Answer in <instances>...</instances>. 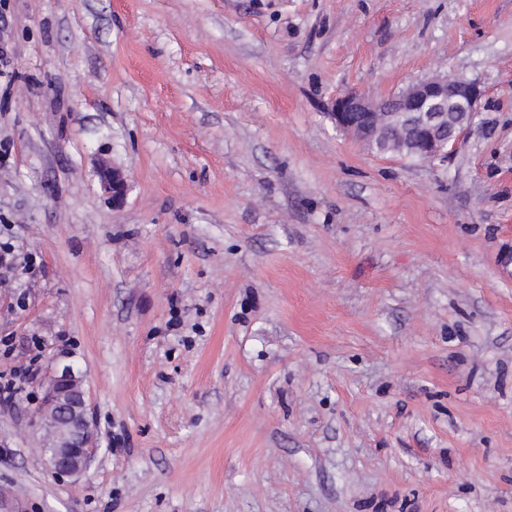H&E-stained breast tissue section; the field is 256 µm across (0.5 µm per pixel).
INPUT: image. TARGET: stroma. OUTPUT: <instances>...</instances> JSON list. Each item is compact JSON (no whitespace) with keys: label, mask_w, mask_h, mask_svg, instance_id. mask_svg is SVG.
I'll return each mask as SVG.
<instances>
[{"label":"stroma","mask_w":512,"mask_h":512,"mask_svg":"<svg viewBox=\"0 0 512 512\" xmlns=\"http://www.w3.org/2000/svg\"><path fill=\"white\" fill-rule=\"evenodd\" d=\"M434 74L482 90L445 161L330 115ZM4 246L21 512H512V0H0ZM99 179L101 188L112 199V203L120 204L128 190V184L122 172L114 167H105L100 170ZM46 386L38 413L42 441L48 419L58 420V429L53 444L44 445L50 447L43 452L44 464L56 477H78L90 466L98 450L90 399L82 379L69 364L56 367Z\"/></svg>","instance_id":"stroma-1"}]
</instances>
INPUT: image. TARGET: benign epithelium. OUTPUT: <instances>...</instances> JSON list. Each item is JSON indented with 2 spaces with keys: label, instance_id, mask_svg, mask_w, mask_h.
<instances>
[{
  "label": "benign epithelium",
  "instance_id": "1",
  "mask_svg": "<svg viewBox=\"0 0 512 512\" xmlns=\"http://www.w3.org/2000/svg\"><path fill=\"white\" fill-rule=\"evenodd\" d=\"M480 97L481 90L472 81L433 75L409 82L387 99L345 93L333 101L331 116L339 130L364 141L392 123L401 133L410 130L418 135L420 159H444L448 145L469 127ZM99 179L113 204L124 200L128 184L119 169L105 167ZM46 386L38 425L43 431L47 420L53 418L58 420V429L50 449L43 453L44 464L56 477H78L98 450L90 399L82 379L69 364L56 367Z\"/></svg>",
  "mask_w": 512,
  "mask_h": 512
}]
</instances>
